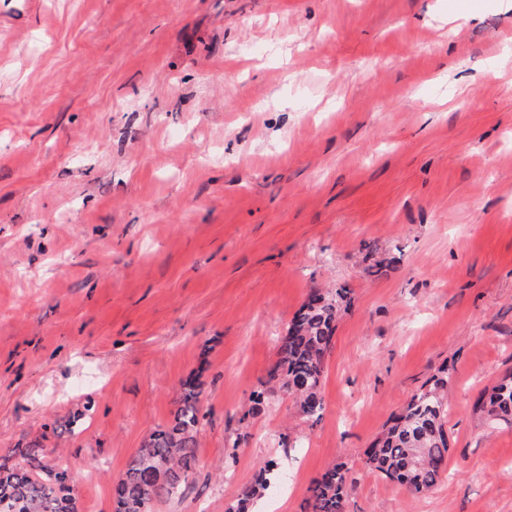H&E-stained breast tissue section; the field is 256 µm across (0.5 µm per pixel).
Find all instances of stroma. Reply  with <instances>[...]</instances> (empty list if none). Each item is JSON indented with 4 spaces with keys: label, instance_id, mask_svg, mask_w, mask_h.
<instances>
[{
    "label": "stroma",
    "instance_id": "35a3bbf8",
    "mask_svg": "<svg viewBox=\"0 0 512 512\" xmlns=\"http://www.w3.org/2000/svg\"><path fill=\"white\" fill-rule=\"evenodd\" d=\"M388 265L383 277L369 274ZM347 288L316 422L245 418L289 321ZM447 471L415 494L364 452L440 366ZM512 0H0V456L44 437L79 512L183 381L198 463L156 512H512ZM75 434L56 427L83 406ZM475 411L486 420L512 424V376L494 386L488 396L476 404ZM278 462L275 460L265 461L259 469V472L252 485L247 487L237 500L235 506L228 508L227 512H250L254 500L270 487L271 478L278 471ZM352 485L349 469L344 465H334L327 469L308 489V512H345L346 499Z\"/></svg>",
    "mask_w": 512,
    "mask_h": 512
}]
</instances>
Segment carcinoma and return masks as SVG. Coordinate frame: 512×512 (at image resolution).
I'll return each mask as SVG.
<instances>
[{"label": "carcinoma", "mask_w": 512, "mask_h": 512, "mask_svg": "<svg viewBox=\"0 0 512 512\" xmlns=\"http://www.w3.org/2000/svg\"><path fill=\"white\" fill-rule=\"evenodd\" d=\"M350 289L315 292L289 321L262 389L251 395L243 417L265 410L268 391L278 388L291 395L298 411L317 421L324 410L322 379L338 312L348 302ZM448 367L444 366L394 415L365 452V465L416 494L427 493L441 480L448 455ZM202 383L191 378L182 384L171 422L149 431L140 448L112 488L114 512H154L155 503L176 497L188 483L197 463L201 424ZM475 410L495 423L512 424V376L494 386ZM59 449L35 439L0 460V504L7 512H77L71 467L50 465ZM278 462L265 461L252 485L227 512H250L254 500L270 487ZM353 485L349 469L334 465L308 489V512H345Z\"/></svg>", "instance_id": "cac0c4a2"}]
</instances>
